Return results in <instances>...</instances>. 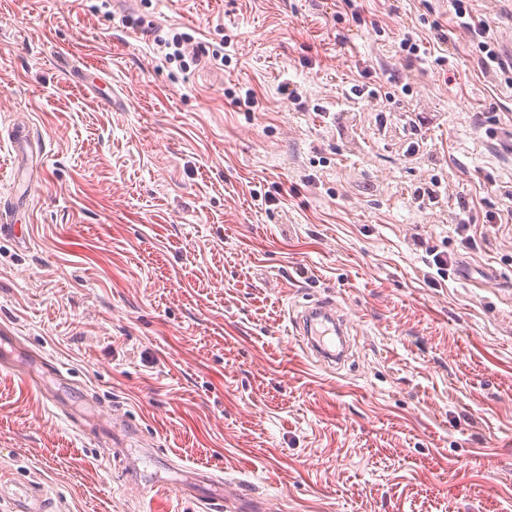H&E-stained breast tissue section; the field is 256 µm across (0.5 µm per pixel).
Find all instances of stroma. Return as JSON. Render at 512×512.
I'll return each mask as SVG.
<instances>
[{
  "label": "stroma",
  "instance_id": "1",
  "mask_svg": "<svg viewBox=\"0 0 512 512\" xmlns=\"http://www.w3.org/2000/svg\"><path fill=\"white\" fill-rule=\"evenodd\" d=\"M358 3L0 0V477L50 512H211L202 472L266 512H512V89L452 0ZM141 16L232 64L181 71ZM321 300L335 368L291 323ZM127 423L164 455L135 483Z\"/></svg>",
  "mask_w": 512,
  "mask_h": 512
}]
</instances>
